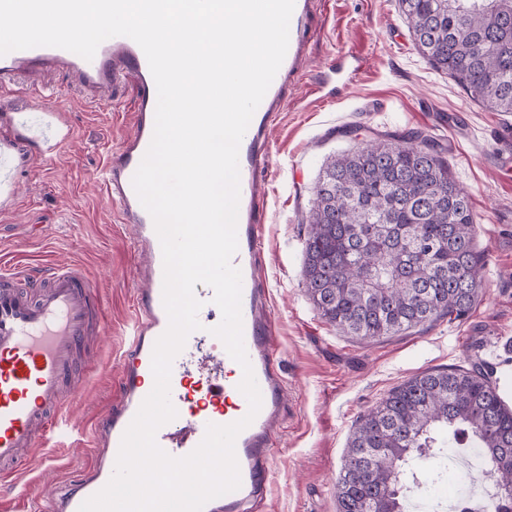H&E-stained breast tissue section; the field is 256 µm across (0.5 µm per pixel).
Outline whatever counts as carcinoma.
Wrapping results in <instances>:
<instances>
[{"label": "carcinoma", "mask_w": 512, "mask_h": 512, "mask_svg": "<svg viewBox=\"0 0 512 512\" xmlns=\"http://www.w3.org/2000/svg\"><path fill=\"white\" fill-rule=\"evenodd\" d=\"M419 52L472 98L512 112V0H398ZM420 134H391L327 159L313 188L304 285L321 317L374 342L467 317L482 287L468 194ZM486 459L496 512H512V408L493 370H432L391 389L357 421L342 459L338 512H406L408 469L433 484L459 441Z\"/></svg>", "instance_id": "carcinoma-1"}]
</instances>
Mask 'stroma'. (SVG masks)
Returning <instances> with one entry per match:
<instances>
[{"mask_svg": "<svg viewBox=\"0 0 512 512\" xmlns=\"http://www.w3.org/2000/svg\"><path fill=\"white\" fill-rule=\"evenodd\" d=\"M353 78H336L337 56ZM59 92L72 139L50 163L26 150L16 206L0 212V256L41 275L80 263L98 287L109 335L97 338L73 401L72 434L55 445L58 466L31 457L19 483L0 480V512H31L93 458L92 425L118 388L139 259L98 181L111 149L132 131L135 86L99 100L76 92L64 71L39 68L24 88L0 89V132L11 107L39 90ZM352 128L349 137L339 129ZM512 113L491 111L415 48L397 0H325L307 45L302 79L271 133L260 174L262 276L277 325L276 357L288 413L277 434L265 512H336V482L357 420L393 387L428 370L493 367L512 407ZM413 129L440 141L448 170L470 197L475 242L485 256L483 288L462 321L362 344L315 310L303 255L312 191L326 159L386 132Z\"/></svg>", "mask_w": 512, "mask_h": 512, "instance_id": "35a3bbf8", "label": "stroma"}]
</instances>
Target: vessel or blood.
<instances>
[{
    "label": "vessel or blood",
    "mask_w": 512,
    "mask_h": 512,
    "mask_svg": "<svg viewBox=\"0 0 512 512\" xmlns=\"http://www.w3.org/2000/svg\"><path fill=\"white\" fill-rule=\"evenodd\" d=\"M319 0H295L284 61L256 109L239 147L240 201L238 250L231 263L242 275L244 347L259 386L262 405L235 441L240 487L206 503L203 512H253L268 494L276 448L274 435L286 414L285 381L274 348L271 297L260 276L258 241L263 208L259 173L269 154L270 132L303 75L305 47ZM37 67L69 70L81 90L113 89L126 78L136 82L134 130L106 159L102 191L119 222L133 233L134 251L142 256V282L134 298L135 320L120 360L118 399L97 417L93 429V463L76 480L38 504L40 512H78L114 473L122 436L154 386L152 353L168 326L163 305V255L154 221L141 205L132 179L153 137L157 89L146 56L131 38L102 42L92 60L56 47L16 50L0 56V87ZM9 131L0 136V209L17 200L16 158L35 149L53 160L69 141L71 129L59 109L44 106L37 119L25 111L8 114ZM202 307L198 320L212 328L213 290L196 284ZM101 299L77 266L57 265L35 277L18 268L0 273V477L21 470L37 449L62 441L70 433L65 409L77 390V354L90 337L108 334ZM191 333L172 364L170 398L175 408L191 404L188 417L175 418L156 433L161 449L174 457L190 454L203 440L208 424L226 425L248 412L245 397L230 399L235 385L225 371L233 363L223 343L208 354L198 351Z\"/></svg>",
    "instance_id": "vessel-or-blood-1"
}]
</instances>
